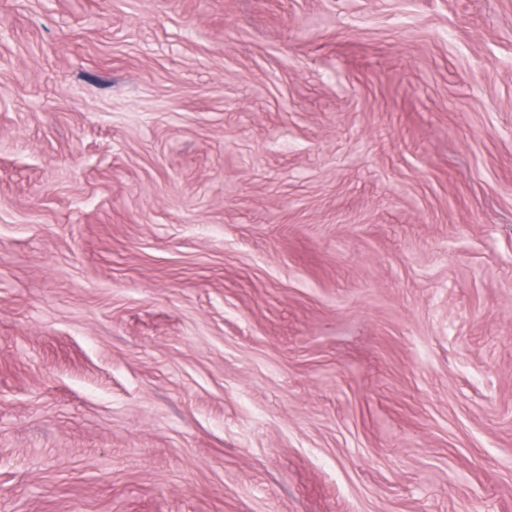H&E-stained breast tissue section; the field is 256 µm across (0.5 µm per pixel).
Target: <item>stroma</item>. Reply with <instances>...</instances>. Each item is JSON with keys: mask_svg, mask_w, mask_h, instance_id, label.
<instances>
[{"mask_svg": "<svg viewBox=\"0 0 512 512\" xmlns=\"http://www.w3.org/2000/svg\"><path fill=\"white\" fill-rule=\"evenodd\" d=\"M0 512H512V0H0Z\"/></svg>", "mask_w": 512, "mask_h": 512, "instance_id": "stroma-1", "label": "stroma"}]
</instances>
